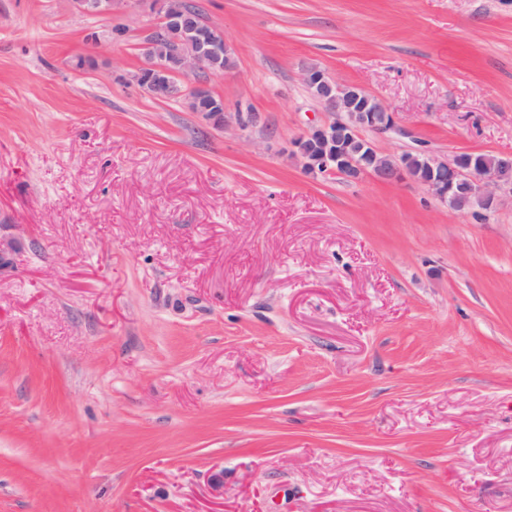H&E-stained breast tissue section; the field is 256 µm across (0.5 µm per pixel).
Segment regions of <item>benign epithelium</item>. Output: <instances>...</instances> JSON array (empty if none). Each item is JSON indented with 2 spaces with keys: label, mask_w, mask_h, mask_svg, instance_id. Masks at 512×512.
<instances>
[{
  "label": "benign epithelium",
  "mask_w": 512,
  "mask_h": 512,
  "mask_svg": "<svg viewBox=\"0 0 512 512\" xmlns=\"http://www.w3.org/2000/svg\"><path fill=\"white\" fill-rule=\"evenodd\" d=\"M79 11L92 15L112 14L114 0H72ZM163 37L184 46L175 65L157 50V43L142 47L146 63L134 75L137 84L150 96L192 101L204 85L187 87L178 80L199 75H217L223 70L212 65V57L230 58L224 33L210 25L190 22L184 0H162ZM304 83L319 102L335 115L333 121L313 127L292 142L293 154L311 175L334 173L348 182L372 178L383 184H415L452 210L460 213L493 211L499 193L512 194V154L486 156L463 152L451 160L426 150L406 152L399 157L379 152L362 136L367 129L375 134L404 133L395 113L381 102L371 108L373 96L361 85L339 84L324 71L310 67Z\"/></svg>",
  "instance_id": "obj_1"
}]
</instances>
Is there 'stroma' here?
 Wrapping results in <instances>:
<instances>
[{
	"label": "stroma",
	"mask_w": 512,
	"mask_h": 512,
	"mask_svg": "<svg viewBox=\"0 0 512 512\" xmlns=\"http://www.w3.org/2000/svg\"><path fill=\"white\" fill-rule=\"evenodd\" d=\"M224 122L134 81L160 15L0 0V512H512V201L310 176L512 153V0H194ZM304 83L335 115L333 121L303 132L292 142V152L306 173H334L348 182L369 177L383 184H415L460 213L494 211L501 192L508 191L512 199V154L463 152L449 161L426 150L399 157L382 154L362 130L403 134L394 112L363 86L339 84L317 67L306 69ZM373 99L376 106L369 108Z\"/></svg>",
	"instance_id": "35a3bbf8"
}]
</instances>
